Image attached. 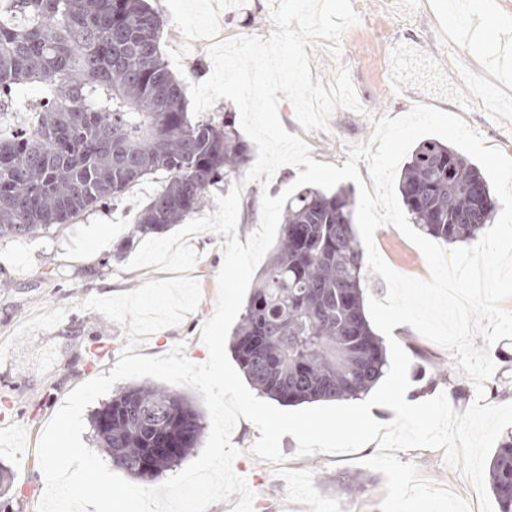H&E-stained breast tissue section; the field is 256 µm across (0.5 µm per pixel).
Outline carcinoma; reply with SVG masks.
Here are the masks:
<instances>
[{"label":"carcinoma","instance_id":"carcinoma-1","mask_svg":"<svg viewBox=\"0 0 512 512\" xmlns=\"http://www.w3.org/2000/svg\"><path fill=\"white\" fill-rule=\"evenodd\" d=\"M165 28L149 0H0V115L36 110L34 128L0 133V238L70 224L151 179L135 232L162 234L208 201L249 160L227 119L192 120L185 82L160 51ZM32 86L42 101H26ZM411 223L449 243L477 238L499 206L480 169L437 139L421 141L398 179ZM355 198L301 187L234 332L253 389L285 404L368 393L385 350L364 312V253ZM92 423L112 465L159 475L197 445L204 420L173 389L132 385ZM161 440L176 444L152 457ZM500 512H512V435L489 466Z\"/></svg>","mask_w":512,"mask_h":512}]
</instances>
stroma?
<instances>
[{
  "mask_svg": "<svg viewBox=\"0 0 512 512\" xmlns=\"http://www.w3.org/2000/svg\"><path fill=\"white\" fill-rule=\"evenodd\" d=\"M166 20L160 49L170 69L186 82H200L212 72L208 47L213 32L225 38H268L275 26L269 0H151ZM365 15V23L349 27L340 38L341 54L332 56L327 40L310 50L313 77L331 82L347 68L361 111L340 108L328 119L324 131L304 132L293 104L282 100L278 114L285 129L302 136L314 160L343 166L350 145L367 142L374 120L406 115L417 98L410 89L417 78L397 69L404 50H412L433 68L446 72L452 95L430 98V105L464 119L488 145L512 156V70L488 73L485 58L471 33L468 0H352ZM493 79L499 97L489 107L473 105V79ZM153 182L135 186L115 204L84 213L75 223L28 237L0 238V397L12 407L0 418V468L12 481L0 512H38L44 493V476L37 459V442L43 428L76 386L109 373L126 340L120 325L96 311H84L80 302L91 296H108L135 290L148 280L168 274L155 267L128 270L139 244L130 241L135 215L153 193ZM224 236L205 232L190 237L199 258L191 270L201 283L203 299L197 310L175 326L154 333L138 352L146 356L167 354L184 343L193 362L206 361L208 351L201 329L214 313L217 275L223 264ZM376 247L397 272L420 279L430 276L421 251L398 229L384 226L375 234ZM411 359L412 403L446 394L457 412L474 403H512V340L489 347L494 374L475 386L457 367L454 354L400 325L393 330ZM452 369L451 380L436 378L439 369ZM260 432L250 421L237 423L232 443L240 451L232 468L255 491L253 512H379L384 498V476L362 466L375 455L377 445L342 454L316 453L301 457L292 436H284V463L271 464L251 455L249 449ZM401 462L414 463L435 485L450 488L480 512L475 490L463 471L446 464L442 451L417 448L398 451Z\"/></svg>",
  "mask_w": 512,
  "mask_h": 512,
  "instance_id": "stroma-1",
  "label": "stroma"
}]
</instances>
